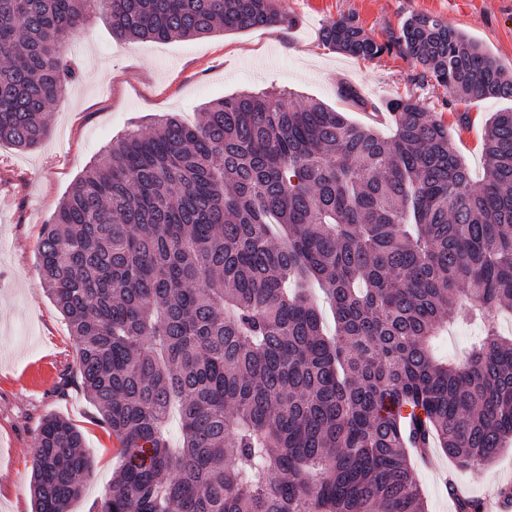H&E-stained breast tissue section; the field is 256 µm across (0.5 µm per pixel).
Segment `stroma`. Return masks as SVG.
Wrapping results in <instances>:
<instances>
[{"label": "stroma", "instance_id": "1", "mask_svg": "<svg viewBox=\"0 0 512 512\" xmlns=\"http://www.w3.org/2000/svg\"><path fill=\"white\" fill-rule=\"evenodd\" d=\"M290 26L217 32L168 42L120 40L105 19L73 33L69 53L77 80L52 104L50 133L33 151L0 143V512H32L34 438L45 415L69 420L81 432L94 466L72 512H89L123 463L115 441L96 424V410L76 384H62L63 363L78 354L66 321L40 277L41 230L83 169L131 125L172 112L194 124L202 106L246 88H289L366 124L363 111L344 108L341 81L379 104L414 95L448 129L473 180L483 174V132L507 99L463 100L420 81L419 66L398 52L356 59L324 47L320 31L343 15L386 41L402 21L439 16L474 39L512 71V0H286ZM417 473L429 512H455L448 480L482 499L512 485V443L484 468L461 470L439 450Z\"/></svg>", "mask_w": 512, "mask_h": 512}]
</instances>
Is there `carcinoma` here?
Returning <instances> with one entry per match:
<instances>
[{
  "mask_svg": "<svg viewBox=\"0 0 512 512\" xmlns=\"http://www.w3.org/2000/svg\"><path fill=\"white\" fill-rule=\"evenodd\" d=\"M98 15L158 42L288 22L281 0H0L1 143L47 137L76 78L68 38ZM321 38L369 60L396 49L451 97L512 98V73L435 15L385 43L341 16ZM336 96L377 109L346 81ZM389 108L385 137L290 92L219 98L194 125L127 131L65 194L41 278L125 457L92 512H427L409 449L468 469L512 440V336L487 330L463 364L433 352L448 315L512 310V109L486 125L476 184L415 97ZM91 467L81 432L44 417L35 512H71Z\"/></svg>",
  "mask_w": 512,
  "mask_h": 512,
  "instance_id": "cac0c4a2",
  "label": "carcinoma"
}]
</instances>
